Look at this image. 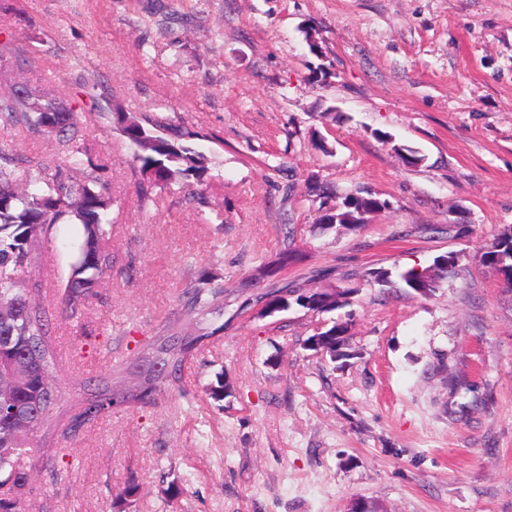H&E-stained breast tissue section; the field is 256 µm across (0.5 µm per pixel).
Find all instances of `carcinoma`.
Masks as SVG:
<instances>
[{"instance_id": "1", "label": "carcinoma", "mask_w": 512, "mask_h": 512, "mask_svg": "<svg viewBox=\"0 0 512 512\" xmlns=\"http://www.w3.org/2000/svg\"><path fill=\"white\" fill-rule=\"evenodd\" d=\"M116 129L136 148L139 165L140 192L146 195L154 188H169L194 173L205 171L203 156L193 151L187 142L199 138L195 131L181 130L171 136L169 130L150 124L130 112L112 113ZM0 123L13 127L21 134L55 136L61 161L46 167L36 164L41 186L30 190L24 178L30 169L15 153L0 148V304H7L11 314L0 320V365L9 362L18 367V379L11 390L13 407L30 424V433L46 423L56 402V392L43 389V378L51 377L50 364L54 351L50 342L53 313L34 295L42 291V281L32 279L35 252L39 240L56 224H79L82 241L70 265L61 295L62 315L67 319L83 317L87 303L112 270V251L105 243L112 232V197L107 166L93 158L87 146L85 130L79 113L61 99L48 94L29 92L18 95L14 85L0 89ZM311 190L322 195L317 228L322 233L358 229L368 216L382 211L387 201L371 194H349L339 206L329 204L332 194L313 185ZM482 265L501 269L504 278L512 282V228L501 232L484 246ZM454 264H434L419 271L407 269L394 273L378 269L368 276L382 286L398 281L423 296H429L442 286L448 275L454 274ZM286 292L282 305H298L317 313L332 311L351 303L359 288L340 291L317 290L284 286L275 292ZM224 297V284L212 276L204 286L185 294V309L191 314L215 312L216 303ZM347 325L333 324L308 340L310 347L334 355L345 345ZM212 336L202 330L191 331L172 326L152 343L151 352L135 359L138 385L123 389L107 386L98 395L82 403L64 434H76L81 425H89L114 408L127 405H150L163 389L182 388L186 361ZM232 393L223 376L206 387V394L221 402ZM14 415L0 413V487L10 486V493L0 494V512H22V497L27 493L32 476L20 464L28 454L30 438L18 436L14 430Z\"/></svg>"}]
</instances>
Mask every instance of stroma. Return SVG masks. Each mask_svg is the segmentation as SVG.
I'll list each match as a JSON object with an SVG mask.
<instances>
[{"label":"stroma","mask_w":512,"mask_h":512,"mask_svg":"<svg viewBox=\"0 0 512 512\" xmlns=\"http://www.w3.org/2000/svg\"><path fill=\"white\" fill-rule=\"evenodd\" d=\"M0 43V83L29 78L81 112L112 188L115 262L84 317L52 327L55 427L33 437L25 512H512V283L480 261L512 227V0H0ZM117 110L203 132V175L141 196ZM0 144L60 158L55 139L3 126ZM313 180L389 207L319 233ZM81 236L43 239L45 304ZM287 245L303 261L252 281ZM447 252L461 274L431 296L366 278ZM204 270L224 313L182 390L63 437L79 403L191 324L182 297ZM288 284L359 293L259 316ZM333 320L349 327L336 360L307 345ZM219 374L233 393L217 403ZM49 458L65 478L38 472Z\"/></svg>","instance_id":"stroma-1"}]
</instances>
